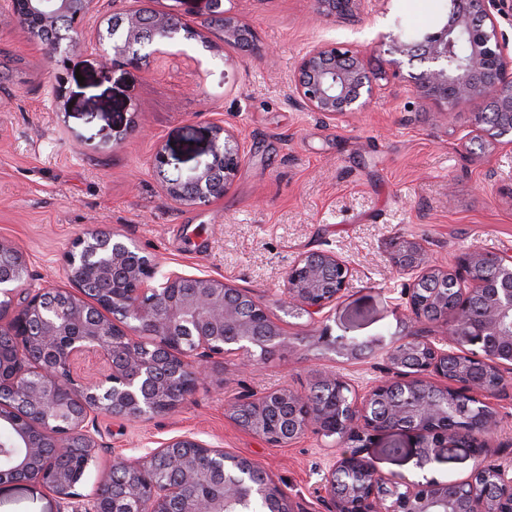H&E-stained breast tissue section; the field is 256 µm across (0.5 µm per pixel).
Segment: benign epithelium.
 I'll return each mask as SVG.
<instances>
[{"mask_svg":"<svg viewBox=\"0 0 512 512\" xmlns=\"http://www.w3.org/2000/svg\"><path fill=\"white\" fill-rule=\"evenodd\" d=\"M208 16L222 19L220 40L242 46L254 54L265 47L224 0H205ZM490 0H449L446 21L410 41L396 40L389 52L426 67L410 75L417 93L434 100L441 112L472 107V132L477 141L512 149V44L498 31L496 18L486 6ZM94 0H24L25 11L42 24L68 16L77 29L89 16ZM319 15H346L355 0H317ZM175 11L139 8L107 22L99 34V56L112 63L140 68L145 29L160 46L180 37L200 33L172 25ZM468 37L465 58L448 69L450 50L457 34ZM367 49L334 43L313 46L297 65L296 96L302 106L328 118L361 112L373 96V78L365 65ZM246 146L222 126L215 127L213 159L189 177L168 178L165 191L182 206L209 203L224 197L245 157ZM400 272L411 276L405 289L407 309L420 324L428 311L419 297L445 307L453 322L438 347L416 332L390 346L385 353L391 377L374 383L357 408L335 405L316 410L309 393L283 389L251 401L255 406L247 430L274 447L291 443L308 432L334 437L348 444L333 456L323 481V512H512V458H494L488 449L470 450L477 458L466 483L470 493L463 501L446 483L403 482L405 490L391 504L387 491L351 482L336 495L332 483L336 470L361 460L375 467L367 449L390 431L401 430L416 439L423 456L440 458L458 444L464 427L494 432V401L512 396V252L489 255L472 251L452 268L432 263L425 246L414 238L396 240L389 255ZM492 263L498 273L483 277L478 270ZM70 284L59 289L33 288L23 253L0 240V327L16 336V343L0 346V391L8 388L23 400L24 409L0 398V420L13 430L21 451L10 474L0 473V483L28 482L52 493L57 512H127L126 502L137 512H166L169 499L184 495L183 512H231L229 506L257 500L268 512H306L301 502L288 497L272 478L251 484L252 460L213 448L191 436L171 438L146 456L125 461L123 493L113 494L101 480L90 496L76 492L77 476L96 461L97 440L92 429L100 414L139 419L170 413L182 407L202 386L209 363L224 354L253 355L258 347L267 355L286 346V333L268 313L264 302L235 285L212 277L188 276L176 270L162 272L157 263L141 255L105 229L77 237L65 258ZM351 268L331 251L299 255L289 268L281 306L290 313L313 318L347 288ZM434 278L452 287L468 282L454 305L448 307V289L428 287ZM96 350L109 360L122 358L131 373L116 366L98 382L74 376L76 355ZM420 380L448 394L452 404L462 403L459 417L434 409L423 400L413 401L398 416L418 424L382 423L370 413V398L381 399L395 387H413ZM76 449L77 459L67 471L51 466L44 449L54 445ZM482 470L494 478L493 492L475 482ZM215 481L216 496L198 494L199 485Z\"/></svg>","mask_w":512,"mask_h":512,"instance_id":"obj_1","label":"benign epithelium"}]
</instances>
